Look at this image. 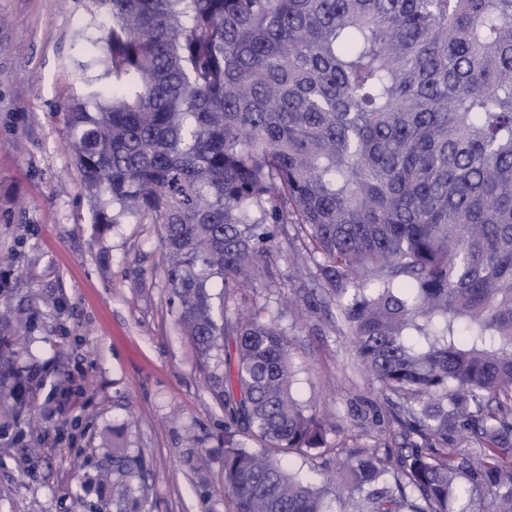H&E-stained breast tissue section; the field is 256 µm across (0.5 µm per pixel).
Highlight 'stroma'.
<instances>
[{"label":"stroma","instance_id":"1","mask_svg":"<svg viewBox=\"0 0 512 512\" xmlns=\"http://www.w3.org/2000/svg\"><path fill=\"white\" fill-rule=\"evenodd\" d=\"M87 0H0V305L24 344L0 367V512H116L112 431L143 472L134 512H231L224 494V411L177 325L160 227L133 218L100 229L74 165L65 109L78 61L102 55L103 30L80 41ZM274 279L237 293L230 311L265 306L299 357L301 399L336 416L329 444H352L363 414L386 405L353 359L335 311L277 237ZM0 328V343L13 330Z\"/></svg>","mask_w":512,"mask_h":512}]
</instances>
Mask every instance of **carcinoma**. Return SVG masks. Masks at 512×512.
Wrapping results in <instances>:
<instances>
[{
  "instance_id": "obj_1",
  "label": "carcinoma",
  "mask_w": 512,
  "mask_h": 512,
  "mask_svg": "<svg viewBox=\"0 0 512 512\" xmlns=\"http://www.w3.org/2000/svg\"><path fill=\"white\" fill-rule=\"evenodd\" d=\"M67 106L93 212L160 225L178 325L224 409L233 512H512V0H89ZM388 406L328 451L264 307L285 226ZM141 470L112 431V489Z\"/></svg>"
}]
</instances>
